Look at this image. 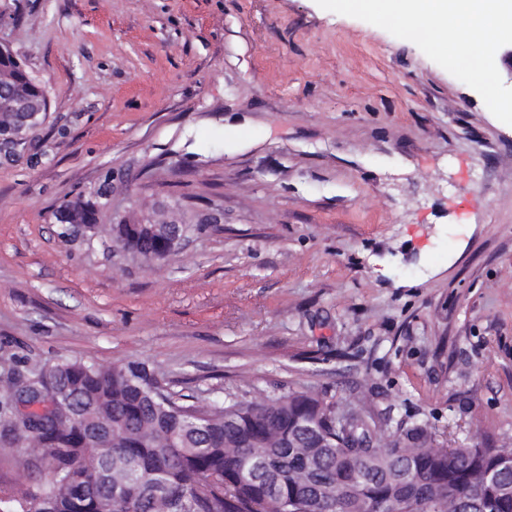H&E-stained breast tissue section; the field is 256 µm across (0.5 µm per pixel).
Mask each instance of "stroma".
Instances as JSON below:
<instances>
[{
	"mask_svg": "<svg viewBox=\"0 0 512 512\" xmlns=\"http://www.w3.org/2000/svg\"><path fill=\"white\" fill-rule=\"evenodd\" d=\"M0 40L49 96L0 155V382L140 360L512 441V126L474 89L315 0H0ZM145 213L186 227L165 263L101 234ZM19 454L0 421V489Z\"/></svg>",
	"mask_w": 512,
	"mask_h": 512,
	"instance_id": "1",
	"label": "stroma"
}]
</instances>
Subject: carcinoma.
<instances>
[{
	"mask_svg": "<svg viewBox=\"0 0 512 512\" xmlns=\"http://www.w3.org/2000/svg\"><path fill=\"white\" fill-rule=\"evenodd\" d=\"M10 50L0 53V86L47 111ZM131 253L153 247L136 228H112ZM0 396V419L15 399L49 400L35 433L18 439L20 463L46 480L0 495V512H448L451 496L480 474L501 471L503 449L483 442L432 447L413 426L386 440L370 412L303 391L183 404L145 362L100 368L60 360L45 378L33 370ZM107 416L111 434L87 441ZM342 439L346 447L338 446Z\"/></svg>",
	"mask_w": 512,
	"mask_h": 512,
	"instance_id": "obj_1",
	"label": "carcinoma"
}]
</instances>
